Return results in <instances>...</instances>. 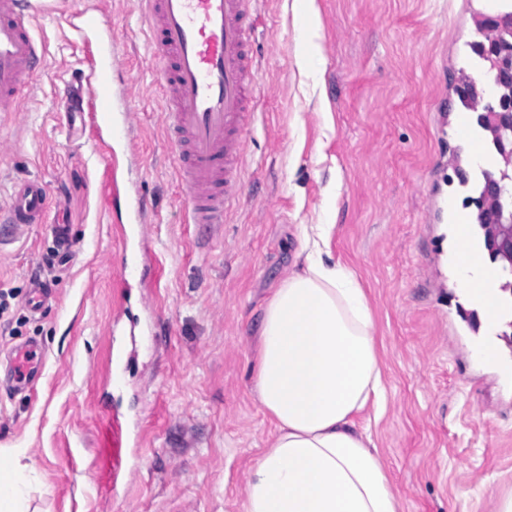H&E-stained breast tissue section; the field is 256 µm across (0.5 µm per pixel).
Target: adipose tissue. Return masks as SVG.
<instances>
[{
	"label": "adipose tissue",
	"instance_id": "1",
	"mask_svg": "<svg viewBox=\"0 0 512 512\" xmlns=\"http://www.w3.org/2000/svg\"><path fill=\"white\" fill-rule=\"evenodd\" d=\"M332 227L303 233L301 265L264 309L254 391L275 424L251 469L244 512H403L371 437L356 417L382 388L367 296L355 273L324 261ZM452 262L484 323L495 322V279L456 225ZM30 468L0 466V512H24Z\"/></svg>",
	"mask_w": 512,
	"mask_h": 512
}]
</instances>
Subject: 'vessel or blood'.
<instances>
[{
    "label": "vessel or blood",
    "instance_id": "1",
    "mask_svg": "<svg viewBox=\"0 0 512 512\" xmlns=\"http://www.w3.org/2000/svg\"><path fill=\"white\" fill-rule=\"evenodd\" d=\"M255 0H141L155 57L163 64L164 123L189 220L220 224L239 201L245 138L253 123L256 70L251 40ZM27 0H0V109L16 105L27 76L43 57L28 22ZM82 44L92 46L87 74V119L104 148L130 142V107L112 32L97 5L68 13ZM106 200L128 223L145 221V202L121 184L115 166L105 172ZM40 181L20 185L6 207L10 233L20 236L47 209ZM45 368V350L26 341L10 353V390L31 386ZM127 447L118 417L101 431L98 465L103 489L116 488L126 471Z\"/></svg>",
    "mask_w": 512,
    "mask_h": 512
}]
</instances>
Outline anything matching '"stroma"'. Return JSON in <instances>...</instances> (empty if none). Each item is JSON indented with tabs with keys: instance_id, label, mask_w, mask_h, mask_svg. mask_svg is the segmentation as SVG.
Masks as SVG:
<instances>
[{
	"instance_id": "obj_1",
	"label": "stroma",
	"mask_w": 512,
	"mask_h": 512,
	"mask_svg": "<svg viewBox=\"0 0 512 512\" xmlns=\"http://www.w3.org/2000/svg\"><path fill=\"white\" fill-rule=\"evenodd\" d=\"M32 23L47 53L13 111L0 112V204L39 180L45 223H0V355L28 339L45 374L0 387V448L34 474L29 512H243L249 472L274 433L253 395L263 310L293 270L302 225L330 224V259L353 270L375 323L385 386L356 420L369 429L404 512H495L512 493V308L471 325L474 306L445 255L475 176L457 136L456 88L475 76L479 15L497 0H260L253 32L260 122L246 138L242 197L223 227L192 224L156 93L138 0H101L129 85L140 155L120 167L149 205L120 230L105 203L107 163L75 125L64 90L87 96L84 53L64 14ZM74 241L45 265L52 225ZM154 255L119 279L120 252ZM57 288L44 313L30 281ZM499 347L498 365L475 343ZM118 415L128 470L96 485L100 426Z\"/></svg>"
}]
</instances>
